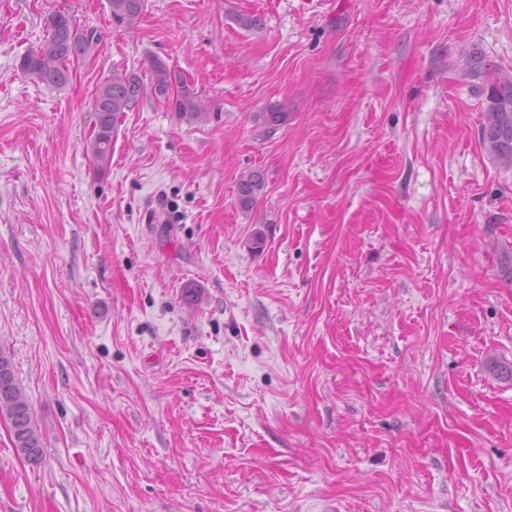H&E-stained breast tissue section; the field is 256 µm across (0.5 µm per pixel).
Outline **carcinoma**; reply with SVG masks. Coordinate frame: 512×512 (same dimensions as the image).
<instances>
[{"instance_id": "1", "label": "carcinoma", "mask_w": 512, "mask_h": 512, "mask_svg": "<svg viewBox=\"0 0 512 512\" xmlns=\"http://www.w3.org/2000/svg\"><path fill=\"white\" fill-rule=\"evenodd\" d=\"M112 21L133 28L140 23L146 0H108ZM47 36L30 47L20 58V69L32 78L55 88L65 87L72 68L95 50L93 38L80 32L73 18L63 12L50 14L45 20ZM150 86L155 96H164L171 110L187 123L205 120L209 112L183 77L165 61L149 59ZM486 100L485 122L481 137L492 157L505 168H512V76L492 72ZM145 88L134 74L115 72L95 96L96 123L87 143L98 171L110 167L112 137L119 117L132 110ZM263 187V178L254 171L240 178L237 186L239 203L250 206ZM0 419L10 429L16 452L38 465L44 456L43 434L37 424L25 387L17 378L11 355L0 346Z\"/></svg>"}]
</instances>
